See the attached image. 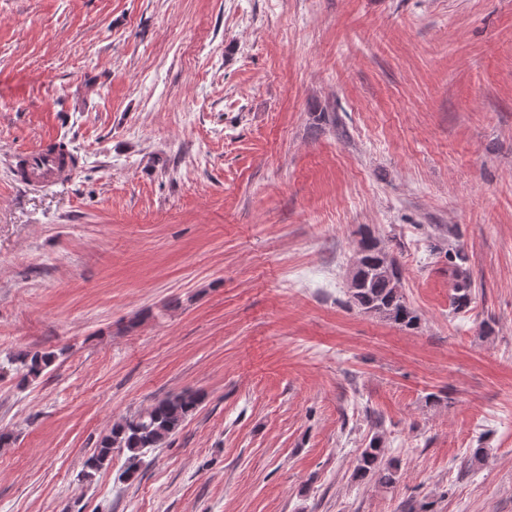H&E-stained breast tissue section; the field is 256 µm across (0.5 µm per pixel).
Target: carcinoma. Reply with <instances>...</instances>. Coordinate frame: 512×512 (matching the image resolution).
Returning <instances> with one entry per match:
<instances>
[{
	"label": "carcinoma",
	"mask_w": 512,
	"mask_h": 512,
	"mask_svg": "<svg viewBox=\"0 0 512 512\" xmlns=\"http://www.w3.org/2000/svg\"><path fill=\"white\" fill-rule=\"evenodd\" d=\"M468 257L459 250L448 251L452 277V305L457 312L469 308L473 281L466 268ZM348 302L360 310L405 328L417 325L418 317L402 292V273L396 259L371 234L359 241L353 274L348 285ZM52 351L20 353L15 357L24 379L38 378L55 360ZM201 404L194 392L183 391L156 400L145 410L122 418L100 438L95 452L84 463L83 477L91 479L112 461V452L125 453L120 478H137L145 454L162 447ZM382 438L373 436L356 458L354 473L364 479L381 473Z\"/></svg>",
	"instance_id": "carcinoma-1"
}]
</instances>
